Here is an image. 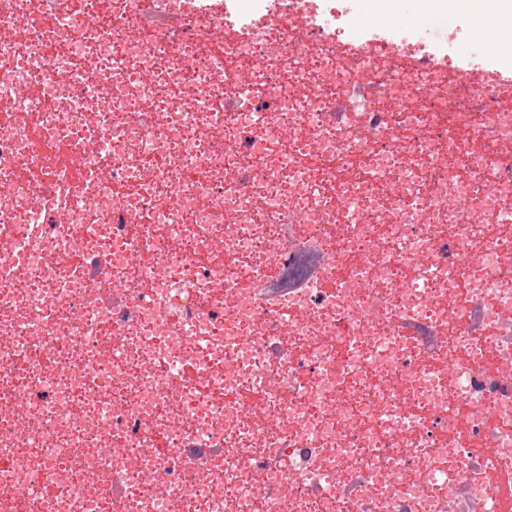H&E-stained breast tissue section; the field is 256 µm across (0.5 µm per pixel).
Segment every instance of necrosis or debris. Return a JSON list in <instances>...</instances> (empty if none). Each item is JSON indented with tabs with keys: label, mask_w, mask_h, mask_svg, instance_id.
Returning a JSON list of instances; mask_svg holds the SVG:
<instances>
[{
	"label": "necrosis or debris",
	"mask_w": 512,
	"mask_h": 512,
	"mask_svg": "<svg viewBox=\"0 0 512 512\" xmlns=\"http://www.w3.org/2000/svg\"><path fill=\"white\" fill-rule=\"evenodd\" d=\"M235 2L0 0V512H498L512 93Z\"/></svg>",
	"instance_id": "obj_1"
}]
</instances>
